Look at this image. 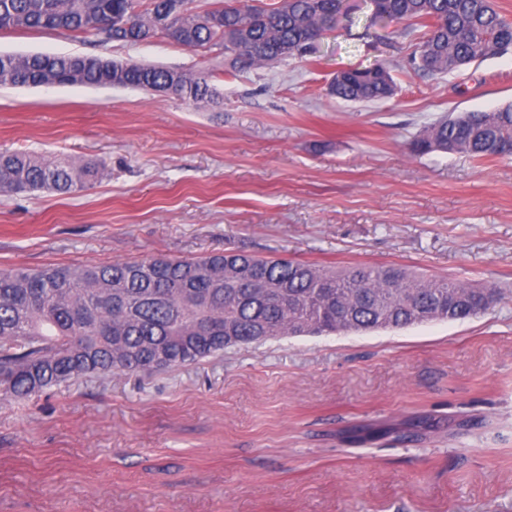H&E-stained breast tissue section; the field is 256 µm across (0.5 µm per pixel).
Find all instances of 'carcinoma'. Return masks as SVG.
Segmentation results:
<instances>
[{
  "mask_svg": "<svg viewBox=\"0 0 512 512\" xmlns=\"http://www.w3.org/2000/svg\"><path fill=\"white\" fill-rule=\"evenodd\" d=\"M373 22L424 29L412 61L451 74L512 46V21L494 0H372ZM344 0H0V31L52 30L132 45L155 36L191 50L224 51L233 71L301 58L348 16ZM208 71H183L93 54H0V86L60 84L168 90L195 106L219 98ZM397 84L382 64L341 68L328 94L350 102L390 98ZM412 151L512 156V104L433 123ZM104 164L0 153V193H71L94 186ZM502 289L395 266L342 271L234 250L201 258L153 257L109 264L0 269V397L27 399L85 376L152 374L193 364L226 348L283 336L403 329L461 321L488 309ZM435 430L416 415L401 424L359 425L345 440Z\"/></svg>",
  "mask_w": 512,
  "mask_h": 512,
  "instance_id": "obj_1",
  "label": "carcinoma"
}]
</instances>
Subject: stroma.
I'll list each match as a JSON object with an SVG mask.
<instances>
[{
	"label": "stroma",
	"mask_w": 512,
	"mask_h": 512,
	"mask_svg": "<svg viewBox=\"0 0 512 512\" xmlns=\"http://www.w3.org/2000/svg\"><path fill=\"white\" fill-rule=\"evenodd\" d=\"M314 54L240 73L158 38L97 45L0 31V53L95 54L206 70V108L133 87L0 86V152L105 162L93 188L0 195V269L227 249L335 269L393 265L506 297L477 317L287 336L168 372L0 398V512H512V158L414 155L450 113L512 104V50L427 76L420 30L369 0ZM387 66L388 100L337 69ZM425 414L418 442L353 424ZM397 84L382 64L369 68H341L328 85V94L350 102H371L390 98Z\"/></svg>",
	"instance_id": "35a3bbf8"
}]
</instances>
